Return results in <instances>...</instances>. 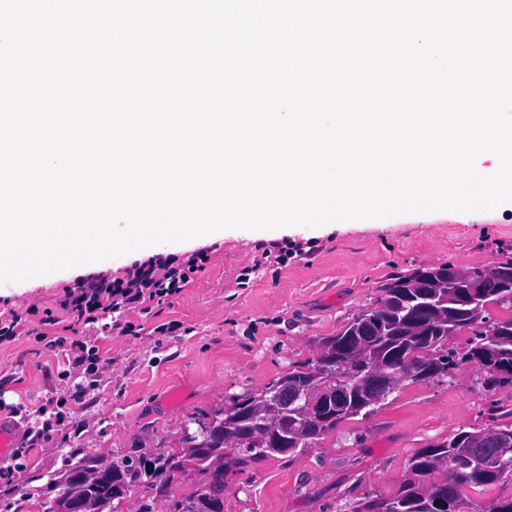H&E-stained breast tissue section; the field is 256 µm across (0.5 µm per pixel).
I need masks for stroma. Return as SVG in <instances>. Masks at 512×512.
Here are the masks:
<instances>
[{
	"mask_svg": "<svg viewBox=\"0 0 512 512\" xmlns=\"http://www.w3.org/2000/svg\"><path fill=\"white\" fill-rule=\"evenodd\" d=\"M270 245L293 253L287 265L262 257L257 240L226 237L205 249V270L181 294L132 315L138 336L96 338L107 359L97 388L72 406L73 423L53 443L30 449L11 485L0 484V512H45L58 494L53 479L86 453L117 460H150L179 452L184 428L202 413L255 394L315 359L322 338L338 334L378 289L396 275L453 266L491 269L512 259V210L466 217L444 211L405 222H357L334 228L290 227ZM116 272L94 263L58 276L47 274L0 285V311L24 319L51 311L64 288ZM178 321L176 333H155ZM63 365L34 337L0 346V416L24 405L26 425L40 422V406L66 396ZM483 371L465 364L444 381H403L367 416L340 422L305 451L267 458L224 476V512H337L361 498L390 497L409 474L412 454L459 430L489 424L502 403L512 426V387L485 389ZM204 474L190 471L170 489L131 487L123 512H183Z\"/></svg>",
	"mask_w": 512,
	"mask_h": 512,
	"instance_id": "stroma-1",
	"label": "stroma"
}]
</instances>
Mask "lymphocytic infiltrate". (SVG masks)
<instances>
[{"mask_svg":"<svg viewBox=\"0 0 512 512\" xmlns=\"http://www.w3.org/2000/svg\"><path fill=\"white\" fill-rule=\"evenodd\" d=\"M207 259L202 252L183 260L158 256L132 265L125 277L97 276L65 289L59 305L72 317L74 325L96 324L109 334L132 336L136 330L128 313H150L153 303L180 294L192 275L204 270ZM46 323V329L35 330L34 336L45 350L69 358L70 366L62 370V377H70L75 369L96 374L104 362L98 348L55 331V318H47Z\"/></svg>","mask_w":512,"mask_h":512,"instance_id":"lymphocytic-infiltrate-1","label":"lymphocytic infiltrate"}]
</instances>
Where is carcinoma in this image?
<instances>
[{
	"label": "carcinoma",
	"mask_w": 512,
	"mask_h": 512,
	"mask_svg": "<svg viewBox=\"0 0 512 512\" xmlns=\"http://www.w3.org/2000/svg\"><path fill=\"white\" fill-rule=\"evenodd\" d=\"M423 272L398 277L395 282L380 287L382 297L376 306L355 315L337 336L322 339V352L315 361L304 364L286 373L278 383L299 384L306 388L316 385L340 387L346 392V407L342 419L360 414L368 415L379 406L372 401L367 386L362 382L360 366L375 365L384 369V378L392 386H397L399 378L393 376L395 367L405 358L410 359L411 380L414 382L431 379L435 373L447 376L462 364L476 358L481 365H494L506 371L512 370V318H487L486 325L474 326L470 318L471 306L446 288H417ZM487 301L512 309V288H503L499 278L487 281ZM472 329L464 352L448 348V337L455 336L465 329ZM500 333L499 340L483 343L488 329ZM272 396L271 387H266L256 395H244L233 404L237 411L225 414L216 411L212 420L215 428L232 432L249 433L255 427L253 407ZM296 408H288L282 418L288 427L307 424L309 441L319 439L336 428V421L321 423L314 419L301 420L294 415ZM469 435L461 430L447 439L425 448L418 449L411 457V476L399 490L386 500L396 512H444L440 509L434 488L439 484L435 473L441 461L459 452L458 443ZM227 443L214 437H206L198 444L187 447L181 456L160 455L151 461L147 473L159 480L160 484H170L178 473L185 471L192 463L199 472L207 475L204 487L199 490L197 499L186 512H197L201 502L215 499V493L224 485V467H211L212 461L226 458ZM285 454V450L268 443L253 444L239 451L233 464L244 466L260 459ZM508 468L499 472H473L465 462H460L456 481L460 483L457 497L473 512L464 488L483 486L499 481L512 480V447L506 454ZM103 471V477L91 480L88 472ZM138 479V471L128 460L107 461L94 455L68 466L58 479L59 495H69L81 503L88 500L93 512H120L119 502L123 500L129 487Z\"/></svg>",
	"instance_id": "obj_1"
}]
</instances>
